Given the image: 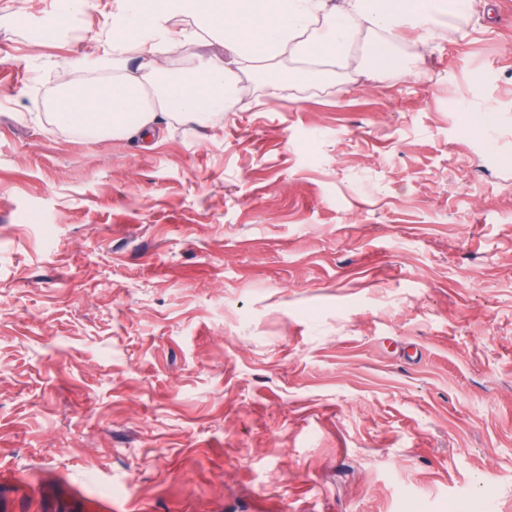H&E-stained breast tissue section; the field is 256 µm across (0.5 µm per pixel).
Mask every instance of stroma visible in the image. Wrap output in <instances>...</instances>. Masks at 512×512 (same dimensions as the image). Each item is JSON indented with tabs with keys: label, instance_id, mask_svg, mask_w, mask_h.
I'll return each mask as SVG.
<instances>
[{
	"label": "stroma",
	"instance_id": "35a3bbf8",
	"mask_svg": "<svg viewBox=\"0 0 512 512\" xmlns=\"http://www.w3.org/2000/svg\"><path fill=\"white\" fill-rule=\"evenodd\" d=\"M157 143L56 126L89 0H0V512H512V0Z\"/></svg>",
	"mask_w": 512,
	"mask_h": 512
}]
</instances>
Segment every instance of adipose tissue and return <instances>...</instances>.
<instances>
[{"instance_id": "obj_1", "label": "adipose tissue", "mask_w": 512, "mask_h": 512, "mask_svg": "<svg viewBox=\"0 0 512 512\" xmlns=\"http://www.w3.org/2000/svg\"><path fill=\"white\" fill-rule=\"evenodd\" d=\"M429 21L425 0H114L111 39L96 57L77 62L109 72V80L63 83L52 115L67 130L144 139L156 131L159 116L204 123L223 112L236 72L295 64L280 77L283 89L294 76H318L329 64L348 66L351 44L364 33L375 40L369 68L385 70L394 43ZM204 34L222 39L226 58L201 64L191 79L155 83L157 103L149 105L143 70L129 67V50L138 49L144 69L157 74L159 55L185 52Z\"/></svg>"}]
</instances>
